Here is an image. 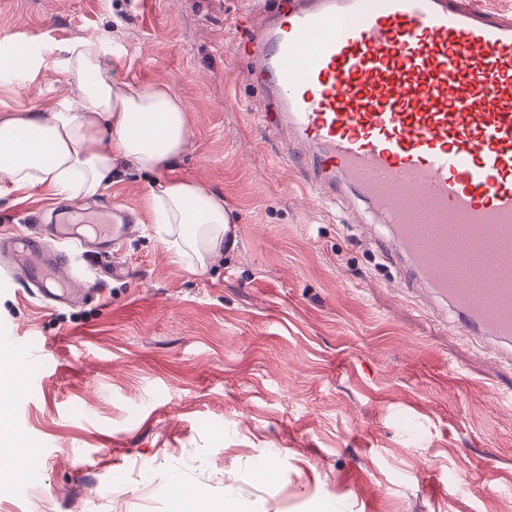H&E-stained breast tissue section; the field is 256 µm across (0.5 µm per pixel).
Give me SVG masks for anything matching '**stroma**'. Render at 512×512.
<instances>
[{
    "instance_id": "1",
    "label": "stroma",
    "mask_w": 512,
    "mask_h": 512,
    "mask_svg": "<svg viewBox=\"0 0 512 512\" xmlns=\"http://www.w3.org/2000/svg\"><path fill=\"white\" fill-rule=\"evenodd\" d=\"M251 0H0V113L49 109L69 44L101 41L106 74L166 82L192 126L175 174L224 197L233 249L206 269L150 222L128 171L88 211L136 226L129 277L65 306L0 258V358L18 374L0 512H178L175 489L243 512H512V367L438 324L397 263L324 207L251 115ZM237 52H225L227 44ZM55 205L0 194V234Z\"/></svg>"
}]
</instances>
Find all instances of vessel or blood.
Here are the masks:
<instances>
[{"instance_id": "vessel-or-blood-1", "label": "vessel or blood", "mask_w": 512, "mask_h": 512, "mask_svg": "<svg viewBox=\"0 0 512 512\" xmlns=\"http://www.w3.org/2000/svg\"><path fill=\"white\" fill-rule=\"evenodd\" d=\"M245 53L281 161L300 160L316 199L364 205L405 287L435 300L431 318L449 314L512 362V14L478 0H278L248 27ZM94 223L1 236L0 251L69 304L67 247L105 260L103 276L125 272L114 255L130 216L104 207ZM452 242L477 247V261L449 262Z\"/></svg>"}]
</instances>
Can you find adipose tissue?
<instances>
[{
  "label": "adipose tissue",
  "instance_id": "obj_1",
  "mask_svg": "<svg viewBox=\"0 0 512 512\" xmlns=\"http://www.w3.org/2000/svg\"><path fill=\"white\" fill-rule=\"evenodd\" d=\"M64 78L69 92L50 111L0 114V188L85 200L103 194L127 165L150 174L152 222L177 257L202 268L232 248L223 196L174 174L191 116L171 87L108 78L96 39L69 48Z\"/></svg>",
  "mask_w": 512,
  "mask_h": 512
}]
</instances>
